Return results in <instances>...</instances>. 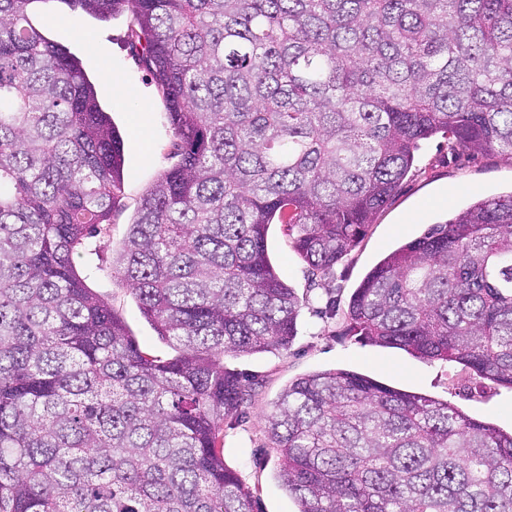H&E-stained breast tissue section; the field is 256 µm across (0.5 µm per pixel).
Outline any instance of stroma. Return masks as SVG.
I'll return each mask as SVG.
<instances>
[{"mask_svg": "<svg viewBox=\"0 0 512 512\" xmlns=\"http://www.w3.org/2000/svg\"><path fill=\"white\" fill-rule=\"evenodd\" d=\"M32 21L81 59L124 140L123 186L116 207L99 238L98 253L77 259L76 265L88 287L124 320L142 349L170 357L171 348L143 318L130 289L112 274V252L123 241L143 191L173 163V130L163 95L130 43L131 17L122 13L102 21L58 0L50 7L38 5ZM116 75L128 90L122 99L112 93ZM510 191L512 157L497 152L475 158L452 155L444 139L435 137L423 144L396 194L331 274L312 275L283 226H270L272 261L302 302L298 333L288 350L224 358L227 369L252 383L241 413L224 421V461L251 489L257 512H298L276 478L279 456L267 439L266 420L288 382L310 372L342 369L365 374L398 389L448 401L470 417L512 431V388L456 363L426 361L398 348L366 343L349 332L347 315L354 290L401 242L421 235L429 225L444 223L477 199Z\"/></svg>", "mask_w": 512, "mask_h": 512, "instance_id": "35a3bbf8", "label": "stroma"}]
</instances>
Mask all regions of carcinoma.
Listing matches in <instances>:
<instances>
[{
  "mask_svg": "<svg viewBox=\"0 0 512 512\" xmlns=\"http://www.w3.org/2000/svg\"><path fill=\"white\" fill-rule=\"evenodd\" d=\"M127 11L177 161L112 273L175 351L139 347L86 284L123 140L30 18ZM512 153V0H0V512H254L224 464L250 389L224 354L286 350L300 300L270 225L314 275L364 237L423 142ZM366 342L512 388V193L383 257L352 294ZM298 512H512V433L346 370L267 421Z\"/></svg>",
  "mask_w": 512,
  "mask_h": 512,
  "instance_id": "obj_1",
  "label": "carcinoma"
}]
</instances>
